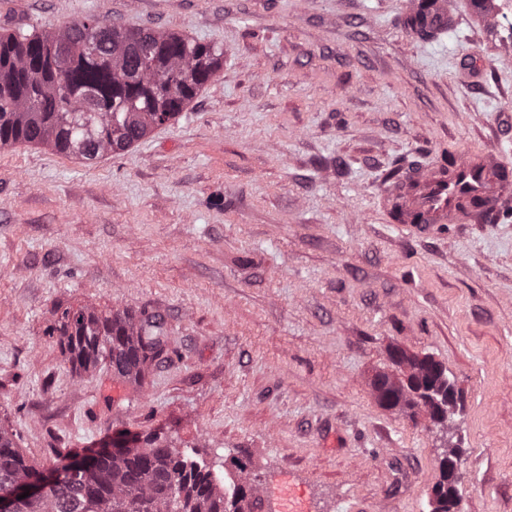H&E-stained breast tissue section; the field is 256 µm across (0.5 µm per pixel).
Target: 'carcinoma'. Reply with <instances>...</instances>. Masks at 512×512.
I'll use <instances>...</instances> for the list:
<instances>
[{
  "instance_id": "carcinoma-1",
  "label": "carcinoma",
  "mask_w": 512,
  "mask_h": 512,
  "mask_svg": "<svg viewBox=\"0 0 512 512\" xmlns=\"http://www.w3.org/2000/svg\"><path fill=\"white\" fill-rule=\"evenodd\" d=\"M421 11L408 20L423 41L436 38ZM224 65V49L176 33L107 25L89 17L54 32L0 34V147L46 145L79 161L123 151L154 128L176 119ZM420 166L414 156L388 171L398 180ZM50 333L71 369L91 374L108 365L139 386L167 349L163 323L144 311L98 314L65 308ZM406 391L389 409L423 406L434 425L455 422L456 398L448 370L432 356L410 362ZM239 458L237 481L224 484L205 462L175 452L156 435L69 457L48 468L30 464L0 427V496L13 494V512H259L263 501ZM65 479L20 498L18 484L49 472ZM432 512H460L459 485L445 470L433 486Z\"/></svg>"
}]
</instances>
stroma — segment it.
<instances>
[{
  "instance_id": "stroma-1",
  "label": "stroma",
  "mask_w": 512,
  "mask_h": 512,
  "mask_svg": "<svg viewBox=\"0 0 512 512\" xmlns=\"http://www.w3.org/2000/svg\"><path fill=\"white\" fill-rule=\"evenodd\" d=\"M420 42L408 0H0V30L92 16L224 48L187 112L83 163L0 149V424L29 463L129 431L233 477L263 512H430L461 455L463 512H512V209L495 224L392 220L384 174L512 155V0ZM65 307L162 318L142 386L72 373ZM448 370L460 408L380 405L393 349Z\"/></svg>"
}]
</instances>
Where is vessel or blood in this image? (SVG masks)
<instances>
[{"label": "vessel or blood", "mask_w": 512, "mask_h": 512, "mask_svg": "<svg viewBox=\"0 0 512 512\" xmlns=\"http://www.w3.org/2000/svg\"><path fill=\"white\" fill-rule=\"evenodd\" d=\"M425 13L434 33L455 30L458 16L454 0H433ZM511 167L501 154L466 152L458 156L453 168L438 165L409 172L389 187L387 196L391 204L399 205L401 223L420 233L432 224H476L480 211L465 208V201L477 198L484 210L498 212L512 199V179L505 175Z\"/></svg>", "instance_id": "1"}]
</instances>
